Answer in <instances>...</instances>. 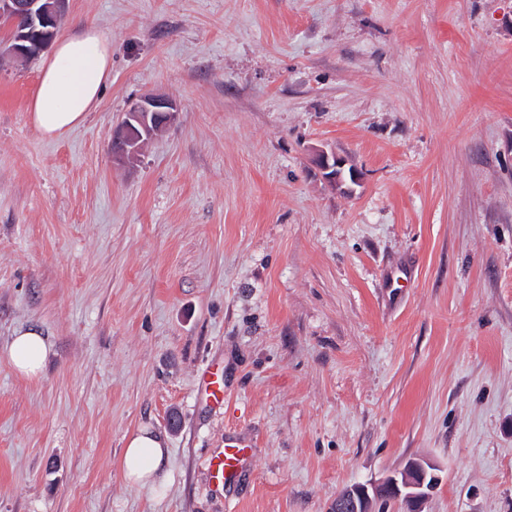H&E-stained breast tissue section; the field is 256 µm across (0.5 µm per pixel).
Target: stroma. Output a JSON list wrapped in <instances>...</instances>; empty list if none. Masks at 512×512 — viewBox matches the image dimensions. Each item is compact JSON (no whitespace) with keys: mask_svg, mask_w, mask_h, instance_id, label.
I'll return each mask as SVG.
<instances>
[{"mask_svg":"<svg viewBox=\"0 0 512 512\" xmlns=\"http://www.w3.org/2000/svg\"><path fill=\"white\" fill-rule=\"evenodd\" d=\"M86 24L112 80L63 138L38 62L0 67V348L52 347L33 381L0 356V512H328L413 458L426 512H512V0H69ZM151 92L177 120L116 163ZM318 162L329 182L336 187L342 188L347 179L345 172V160L340 157H336L335 154L329 155L322 151L318 157ZM198 390L213 407L224 406V371L219 365L205 370L198 380ZM168 462L166 435L140 429L130 435L121 457V471L132 486H154ZM248 445L241 441H230L224 449L211 456L208 462L210 482L219 488L231 482L247 460Z\"/></svg>","mask_w":512,"mask_h":512,"instance_id":"1","label":"stroma"}]
</instances>
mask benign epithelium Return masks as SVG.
<instances>
[{
	"label": "benign epithelium",
	"instance_id": "1",
	"mask_svg": "<svg viewBox=\"0 0 512 512\" xmlns=\"http://www.w3.org/2000/svg\"><path fill=\"white\" fill-rule=\"evenodd\" d=\"M68 0H0V22L10 25L11 33L0 59L15 61L36 59L54 42ZM175 100L156 94L133 99L124 112L114 136L116 158L135 160L145 144L170 126L177 118ZM318 162L324 175L336 187L357 180L354 168L346 167L342 158L321 153ZM440 485L435 465L413 459L406 466L369 483L344 489L330 504L329 512H375L377 504L400 502L406 512H425V504Z\"/></svg>",
	"mask_w": 512,
	"mask_h": 512
}]
</instances>
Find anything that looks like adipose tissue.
Segmentation results:
<instances>
[{
  "label": "adipose tissue",
  "mask_w": 512,
  "mask_h": 512,
  "mask_svg": "<svg viewBox=\"0 0 512 512\" xmlns=\"http://www.w3.org/2000/svg\"><path fill=\"white\" fill-rule=\"evenodd\" d=\"M112 76L110 41L93 25L60 39L39 64V77L28 110L35 128L56 139L81 125L99 103ZM14 371L34 380L41 376L51 349L41 330H16L0 349ZM168 462L166 435L141 429L130 435L121 471L133 486H152Z\"/></svg>",
  "instance_id": "obj_1"
}]
</instances>
